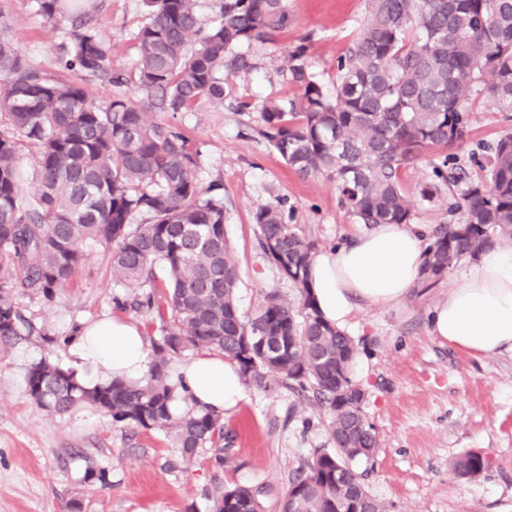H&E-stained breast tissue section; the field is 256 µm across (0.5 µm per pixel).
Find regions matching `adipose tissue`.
Returning <instances> with one entry per match:
<instances>
[{
	"instance_id": "ef3b65f1",
	"label": "adipose tissue",
	"mask_w": 512,
	"mask_h": 512,
	"mask_svg": "<svg viewBox=\"0 0 512 512\" xmlns=\"http://www.w3.org/2000/svg\"><path fill=\"white\" fill-rule=\"evenodd\" d=\"M429 232L420 224L363 226L335 249L318 254L309 285L326 321L349 326L357 303L393 305L418 285ZM431 333L474 357L512 353V248L492 247L458 277L434 306ZM73 366L89 383L120 376L135 380L148 370L144 332L137 324L103 318L82 325L70 340ZM194 404L219 413L245 398L235 363L204 353L177 364Z\"/></svg>"
}]
</instances>
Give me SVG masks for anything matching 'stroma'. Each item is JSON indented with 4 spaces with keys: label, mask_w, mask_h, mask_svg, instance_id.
<instances>
[{
    "label": "stroma",
    "mask_w": 512,
    "mask_h": 512,
    "mask_svg": "<svg viewBox=\"0 0 512 512\" xmlns=\"http://www.w3.org/2000/svg\"><path fill=\"white\" fill-rule=\"evenodd\" d=\"M294 23L273 43L245 50L252 70L229 77L224 89L250 102L239 112L200 99L180 112L154 107L135 84L109 85L74 74L99 101L122 92L149 121L177 128L200 152L202 184H221L224 230L239 266L238 304L252 315L270 289L288 301L298 291L259 249L253 214L282 200L288 222L319 251L352 236L356 221L339 203L334 182L289 169L261 136L268 100H288L282 51L305 46L308 66L332 87L336 63L352 46L366 16L365 0H285ZM9 36L30 61L58 72L70 42V23L46 21L34 0H0ZM143 0H97L91 24L110 46L114 70L133 74L136 34L146 22ZM512 131V117L477 107L470 134L448 154L469 163L482 147ZM470 268L461 262L429 288L417 287L400 304L359 306L347 333L358 354L350 378L365 394L363 411L380 448L366 483L389 512H512V354L475 358L430 333L437 300ZM118 291L107 254L90 250L85 265L55 302L18 296L39 335L0 351V512H212L215 485L258 487L264 512H280L289 480L318 449L331 448L328 418L307 395L285 385H246L245 399L226 414L233 443L215 468L210 449L194 462L160 432L132 431L88 408L55 416L36 408L27 393V365L46 357L69 363L60 343L73 325L114 315ZM54 336V343L43 340ZM480 452L488 467L475 479L450 471L452 461ZM106 469L109 486L89 482L88 469Z\"/></svg>",
    "instance_id": "1"
}]
</instances>
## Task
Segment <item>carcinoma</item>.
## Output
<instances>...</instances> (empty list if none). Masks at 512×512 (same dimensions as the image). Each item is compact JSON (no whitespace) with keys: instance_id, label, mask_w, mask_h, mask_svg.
Returning a JSON list of instances; mask_svg holds the SVG:
<instances>
[{"instance_id":"cac0c4a2","label":"carcinoma","mask_w":512,"mask_h":512,"mask_svg":"<svg viewBox=\"0 0 512 512\" xmlns=\"http://www.w3.org/2000/svg\"><path fill=\"white\" fill-rule=\"evenodd\" d=\"M46 20L69 19L65 68L121 86L110 48L90 25L95 0H35ZM149 21L136 41L135 83L151 103L180 112L207 98L224 104L222 75L249 70L241 49L271 43L292 22L284 0H222L206 27L196 0H145ZM0 11V348L27 341L34 327L18 293L54 302L87 258L109 254L112 279L124 292L117 310L152 314L150 361L139 381L121 377L90 386L73 368L42 358L26 368L27 392L40 409L65 415L89 407L139 431H161L191 461L201 448L224 463L223 415L187 409L173 375L175 357L206 350L236 363L244 383L296 385L312 393L329 419L335 448L317 450L294 474L282 512H338L361 499L367 512H389L363 482L371 460L356 449H378L362 403L352 402L349 377L357 355L350 336L328 323L308 288L315 242L299 235L282 203L258 208L253 221L260 250L298 290L289 302L275 290L243 316L240 277L224 232L220 185L197 177L198 152L182 133L147 121L125 95L95 101L83 84L34 67L5 35ZM297 93L263 107L260 135L303 176L336 184L339 202L361 224H408L416 199L448 188L454 219L434 227L425 248L420 285L427 288L459 262L512 244V133L486 145L484 175L473 178L457 158L434 165L435 182L419 197L406 193L401 170L435 148L466 140L479 101L512 112V0H366V19L348 53L337 61L333 92L299 45L287 52ZM35 149L37 190L20 186V147ZM166 273L165 290L154 269ZM486 459L472 451L452 471L476 478ZM261 491L217 486L214 512H263Z\"/></svg>"}]
</instances>
